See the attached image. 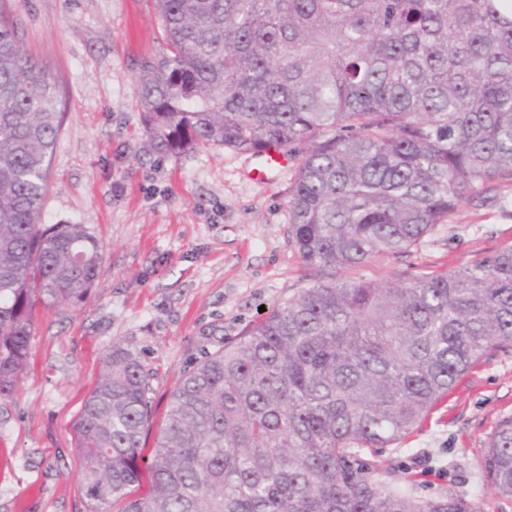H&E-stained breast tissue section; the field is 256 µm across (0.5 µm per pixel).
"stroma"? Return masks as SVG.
Returning <instances> with one entry per match:
<instances>
[{"instance_id":"1","label":"stroma","mask_w":512,"mask_h":512,"mask_svg":"<svg viewBox=\"0 0 512 512\" xmlns=\"http://www.w3.org/2000/svg\"><path fill=\"white\" fill-rule=\"evenodd\" d=\"M25 49L60 78L65 119L42 203L45 224H81L105 245L103 272L74 307L41 311L30 366L0 404V512H82L71 430L106 348L150 375L152 425L183 374L311 283L289 237L296 160L257 182L258 155L217 146L155 151L141 124L140 63L165 46L152 0H14ZM512 246V183L463 203L410 255L375 262L383 284L441 273ZM512 415V350L466 374L378 459L414 497L453 492L512 512L482 459Z\"/></svg>"}]
</instances>
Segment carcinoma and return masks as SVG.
Returning a JSON list of instances; mask_svg holds the SVG:
<instances>
[{"instance_id":"cac0c4a2","label":"carcinoma","mask_w":512,"mask_h":512,"mask_svg":"<svg viewBox=\"0 0 512 512\" xmlns=\"http://www.w3.org/2000/svg\"><path fill=\"white\" fill-rule=\"evenodd\" d=\"M166 53L139 68L143 134L301 153L290 237L316 279L189 372L150 451V377L119 343L72 425L82 512H480L417 500L363 455L420 424L512 349V247L383 286L345 272L407 256L457 207L512 180V0H153ZM61 82L0 0V402L26 373L37 309L103 269L81 224H43ZM482 467L512 499V415Z\"/></svg>"}]
</instances>
